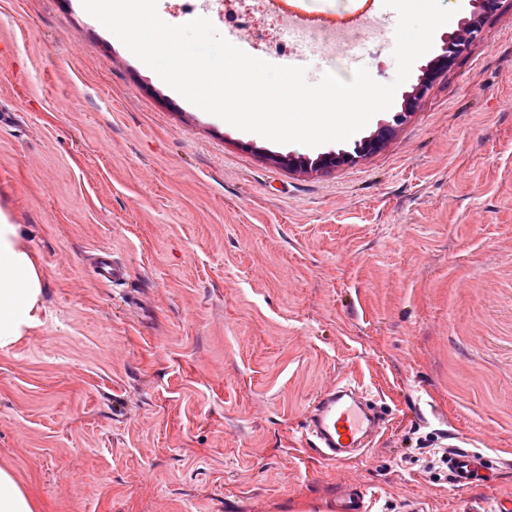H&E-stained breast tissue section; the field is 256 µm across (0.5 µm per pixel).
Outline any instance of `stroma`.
Segmentation results:
<instances>
[{
  "instance_id": "1",
  "label": "stroma",
  "mask_w": 512,
  "mask_h": 512,
  "mask_svg": "<svg viewBox=\"0 0 512 512\" xmlns=\"http://www.w3.org/2000/svg\"><path fill=\"white\" fill-rule=\"evenodd\" d=\"M379 33L309 82L396 76L383 0H279ZM208 16L274 61L266 0ZM352 139L276 144L186 101L81 0H0V209L43 273L45 322L0 351V465L44 512H464L512 498V0H500L411 111ZM376 152L293 169L274 156ZM103 251L127 279L101 281ZM356 381L384 414L366 450L323 460L316 396ZM496 482L460 490L431 449Z\"/></svg>"
}]
</instances>
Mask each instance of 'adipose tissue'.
<instances>
[{
	"label": "adipose tissue",
	"instance_id": "adipose-tissue-1",
	"mask_svg": "<svg viewBox=\"0 0 512 512\" xmlns=\"http://www.w3.org/2000/svg\"><path fill=\"white\" fill-rule=\"evenodd\" d=\"M42 270L20 225L0 211V349H6L42 323ZM0 512H40L35 493L15 471L0 466Z\"/></svg>",
	"mask_w": 512,
	"mask_h": 512
}]
</instances>
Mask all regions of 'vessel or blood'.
Listing matches in <instances>:
<instances>
[{"label":"vessel or blood","instance_id":"vessel-or-blood-1","mask_svg":"<svg viewBox=\"0 0 512 512\" xmlns=\"http://www.w3.org/2000/svg\"><path fill=\"white\" fill-rule=\"evenodd\" d=\"M382 426V417L363 403L359 393L339 383L315 399L307 417V431L314 439L317 452L330 461L347 459L353 452L367 447ZM482 469L478 455L455 452L448 456V473L459 488L487 482Z\"/></svg>","mask_w":512,"mask_h":512}]
</instances>
